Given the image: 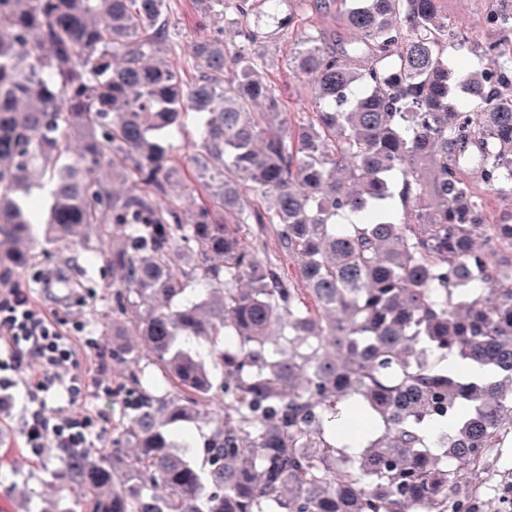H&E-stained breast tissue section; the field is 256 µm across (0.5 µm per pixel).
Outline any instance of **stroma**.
Masks as SVG:
<instances>
[{
    "instance_id": "obj_1",
    "label": "stroma",
    "mask_w": 512,
    "mask_h": 512,
    "mask_svg": "<svg viewBox=\"0 0 512 512\" xmlns=\"http://www.w3.org/2000/svg\"><path fill=\"white\" fill-rule=\"evenodd\" d=\"M493 7V0H448V18L454 29L468 32L475 42L484 44L495 38L487 22ZM341 10L337 0H323L321 6L305 10L328 44L337 49L343 48L349 37L340 19ZM171 21L179 29L186 50L199 37L213 32L214 21L204 0H174ZM302 35V28L297 27L259 47L271 72L277 75L289 107L298 112L308 109L309 88L288 75L286 58ZM193 138L194 123L189 120L175 135L178 151L173 183L175 195L187 209L198 203L200 194L199 186L184 177L192 166L189 144ZM26 202L39 218L34 226L39 242L31 247L28 265L1 276L0 285L26 292L35 305L51 312L62 330L81 337L80 370L110 384L114 391L124 392L127 372L112 360V334L123 333L129 345L138 344L139 339L126 317H113L112 277L96 256L98 250L112 247L110 226L93 227L87 241L56 243L48 248L40 242L45 230L41 219L52 202L47 188H32ZM14 381L12 400L0 405V512H85L82 499L75 493V480L57 470L60 450L50 449L34 457L23 432L26 411L40 408L48 416L60 417L71 414L72 405L64 397L37 403L27 373L15 375ZM469 480L477 493L476 512H493L502 494L512 489V434L490 468L472 471Z\"/></svg>"
}]
</instances>
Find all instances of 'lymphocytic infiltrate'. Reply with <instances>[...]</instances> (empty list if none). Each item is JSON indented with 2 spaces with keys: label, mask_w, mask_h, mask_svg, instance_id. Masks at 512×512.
Returning <instances> with one entry per match:
<instances>
[{
  "label": "lymphocytic infiltrate",
  "mask_w": 512,
  "mask_h": 512,
  "mask_svg": "<svg viewBox=\"0 0 512 512\" xmlns=\"http://www.w3.org/2000/svg\"><path fill=\"white\" fill-rule=\"evenodd\" d=\"M0 342L11 351L8 361L0 362V387L12 384L7 371L25 369L43 398L63 395L70 402L78 401L87 383L75 371V337L13 288L0 290ZM24 431L27 446L36 455L48 438L59 448H87L101 438L98 417L92 413L53 420L36 409L26 413Z\"/></svg>",
  "instance_id": "obj_1"
}]
</instances>
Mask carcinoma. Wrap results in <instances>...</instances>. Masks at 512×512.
I'll list each match as a JSON object with an SVG mask.
<instances>
[{"label":"carcinoma","mask_w":512,"mask_h":512,"mask_svg":"<svg viewBox=\"0 0 512 512\" xmlns=\"http://www.w3.org/2000/svg\"><path fill=\"white\" fill-rule=\"evenodd\" d=\"M205 2L239 42H194L188 83L171 0H0V264L23 262L24 198L49 176L48 239L112 225V316L151 354L112 345L130 399L112 454L60 471L96 512H472L467 475L512 433V212L489 220L476 187L512 197V8L463 74L447 0H340L346 46L313 29L288 55L313 111L290 124L255 45L302 15ZM190 112L206 199L189 214L171 163ZM252 224L276 228L297 279L263 262ZM201 337L224 423L193 458L173 429L214 388ZM450 354L489 377L441 369ZM356 415L379 432L352 435L354 454Z\"/></svg>","instance_id":"obj_1"}]
</instances>
